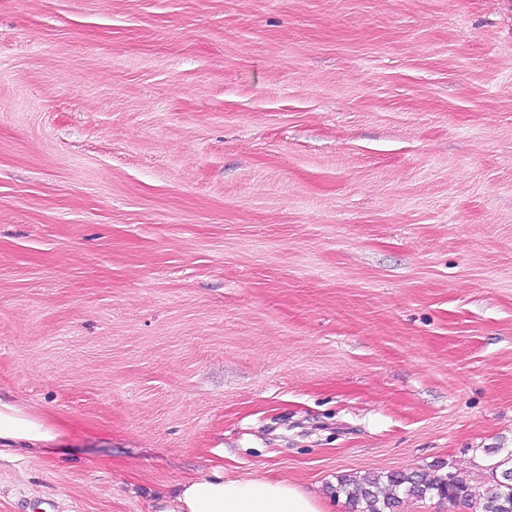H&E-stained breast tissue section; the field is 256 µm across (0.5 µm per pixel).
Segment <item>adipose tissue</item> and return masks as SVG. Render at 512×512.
I'll return each mask as SVG.
<instances>
[{"instance_id": "adipose-tissue-1", "label": "adipose tissue", "mask_w": 512, "mask_h": 512, "mask_svg": "<svg viewBox=\"0 0 512 512\" xmlns=\"http://www.w3.org/2000/svg\"><path fill=\"white\" fill-rule=\"evenodd\" d=\"M64 438L56 417L0 399V449L43 448ZM169 512H325L295 484L269 477H228L223 470L185 483Z\"/></svg>"}]
</instances>
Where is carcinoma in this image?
Instances as JSON below:
<instances>
[{
	"label": "carcinoma",
	"instance_id": "1",
	"mask_svg": "<svg viewBox=\"0 0 512 512\" xmlns=\"http://www.w3.org/2000/svg\"><path fill=\"white\" fill-rule=\"evenodd\" d=\"M491 467L492 485L477 491L458 476L423 471H392L384 475L340 476L331 488L335 497L343 496L352 512H401L409 499H423L433 493L450 503H461L470 512H512V450Z\"/></svg>",
	"mask_w": 512,
	"mask_h": 512
}]
</instances>
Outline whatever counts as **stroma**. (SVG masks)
<instances>
[{"mask_svg":"<svg viewBox=\"0 0 512 512\" xmlns=\"http://www.w3.org/2000/svg\"><path fill=\"white\" fill-rule=\"evenodd\" d=\"M0 512L215 467L486 487L512 448V0H0ZM64 438L62 426L51 414L31 412L17 402L0 397V457L4 449L58 448Z\"/></svg>","mask_w":512,"mask_h":512,"instance_id":"1","label":"stroma"}]
</instances>
